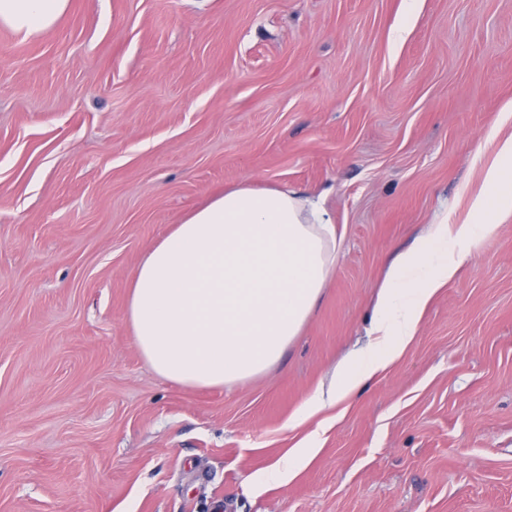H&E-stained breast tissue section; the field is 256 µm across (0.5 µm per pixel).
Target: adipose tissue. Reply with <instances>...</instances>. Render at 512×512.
Segmentation results:
<instances>
[{
  "label": "adipose tissue",
  "mask_w": 512,
  "mask_h": 512,
  "mask_svg": "<svg viewBox=\"0 0 512 512\" xmlns=\"http://www.w3.org/2000/svg\"><path fill=\"white\" fill-rule=\"evenodd\" d=\"M71 0H0V26L35 39ZM512 211V136L500 142L461 223L439 216L388 266L371 341L301 406L306 420L360 393L401 359L435 296ZM343 236L322 195L242 181L193 210L133 269L125 319L160 377L189 388H233L282 359L336 274Z\"/></svg>",
  "instance_id": "adipose-tissue-1"
}]
</instances>
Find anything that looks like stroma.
Listing matches in <instances>:
<instances>
[{
	"label": "stroma",
	"instance_id": "35a3bbf8",
	"mask_svg": "<svg viewBox=\"0 0 512 512\" xmlns=\"http://www.w3.org/2000/svg\"><path fill=\"white\" fill-rule=\"evenodd\" d=\"M510 102L512 0H72L40 39L0 28V512H512V215L398 362L288 425L367 344L391 260L466 216ZM246 179L323 194L336 275L276 366L185 388L134 345L129 278ZM317 448H293L291 454L288 456V464L282 469H278L275 477L281 480H288L294 476L297 469L303 465L309 457L315 452Z\"/></svg>",
	"mask_w": 512,
	"mask_h": 512
}]
</instances>
